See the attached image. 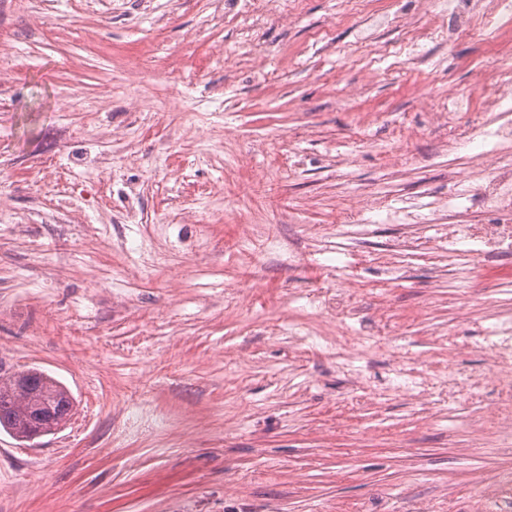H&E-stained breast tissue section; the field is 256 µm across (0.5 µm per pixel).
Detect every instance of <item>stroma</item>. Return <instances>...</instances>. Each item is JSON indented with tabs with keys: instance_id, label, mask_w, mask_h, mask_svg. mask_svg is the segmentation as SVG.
<instances>
[{
	"instance_id": "stroma-1",
	"label": "stroma",
	"mask_w": 512,
	"mask_h": 512,
	"mask_svg": "<svg viewBox=\"0 0 512 512\" xmlns=\"http://www.w3.org/2000/svg\"><path fill=\"white\" fill-rule=\"evenodd\" d=\"M250 2L0 0V364L75 399L53 433L0 430V512H472V473L512 467L451 447L485 405L446 395L449 330L463 371L489 365L459 295L484 304L512 258L449 286L432 225L468 154L439 153L436 115L489 48L443 20L355 64L341 0ZM400 224L431 246L387 268ZM340 282L359 317L325 307ZM335 332L376 347L340 365ZM406 361L431 411L383 395Z\"/></svg>"
}]
</instances>
